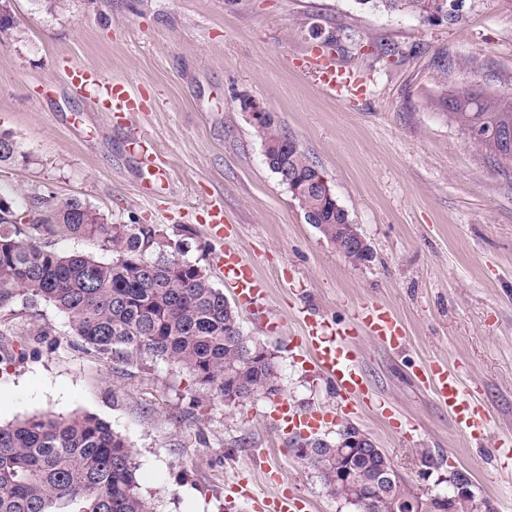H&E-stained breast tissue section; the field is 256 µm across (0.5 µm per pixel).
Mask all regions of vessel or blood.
<instances>
[{
    "instance_id": "b4317fda",
    "label": "vessel or blood",
    "mask_w": 512,
    "mask_h": 512,
    "mask_svg": "<svg viewBox=\"0 0 512 512\" xmlns=\"http://www.w3.org/2000/svg\"><path fill=\"white\" fill-rule=\"evenodd\" d=\"M314 67L323 91L330 96H338L350 80L345 69L336 67L329 61H315ZM68 79L72 87L83 91L97 110L107 113L110 118L120 120L130 113L145 109L144 100L136 92L124 84L112 82L98 70L76 67L70 71ZM218 262L225 282L242 302L255 306L264 299V282L234 247L225 246L218 256ZM361 330L391 347L399 346L403 340L400 324L392 312L382 305L363 308L354 324L338 328L322 319L307 317L303 320L300 342L312 353L316 373L332 381L343 406L346 407L368 399V389L355 364V353L350 346L351 339ZM415 378L425 387L431 388L440 404L447 406L449 415L461 431L474 439L485 434L487 418L474 402L466 399L462 380L457 372L434 367L416 373ZM270 418L282 429L299 432L317 428L320 420L318 413L299 412L285 403L278 405ZM254 505L256 512H306L309 502L303 496L288 490L255 498Z\"/></svg>"
}]
</instances>
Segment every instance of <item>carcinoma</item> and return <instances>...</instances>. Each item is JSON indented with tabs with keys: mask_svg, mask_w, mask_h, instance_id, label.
<instances>
[{
	"mask_svg": "<svg viewBox=\"0 0 512 512\" xmlns=\"http://www.w3.org/2000/svg\"><path fill=\"white\" fill-rule=\"evenodd\" d=\"M437 0H360L373 9L409 12L433 23ZM465 103L446 108L448 121L467 132L482 128L475 148L502 170L512 169V93L481 96L459 87ZM19 146L0 133V163L14 162ZM281 169L304 183L315 165L289 151ZM316 223L336 236L342 218L327 200L307 199ZM21 211L0 199V311L16 298L45 301L63 313L74 335L106 360L174 362L227 404L250 393L278 391L274 356H255L259 342L244 335L235 308L205 271L175 260L180 243L167 242L153 224H106L77 199L52 202L40 224L15 223ZM75 236L99 242L109 260L66 254L51 240ZM299 456L329 495L349 500L336 479L330 448ZM0 512H155L140 491L133 449L106 422L90 415L26 418L0 423Z\"/></svg>",
	"mask_w": 512,
	"mask_h": 512,
	"instance_id": "obj_1",
	"label": "carcinoma"
}]
</instances>
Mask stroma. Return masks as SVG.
I'll return each instance as SVG.
<instances>
[{
  "mask_svg": "<svg viewBox=\"0 0 512 512\" xmlns=\"http://www.w3.org/2000/svg\"><path fill=\"white\" fill-rule=\"evenodd\" d=\"M13 10L16 26L0 35V132L23 156L0 166V199L75 198L108 223L156 225L221 290L223 244L201 214L222 203L233 246L267 286L260 306L236 310L274 356L279 391L224 404L177 364L102 359L54 306L21 301L0 311V423L98 417L130 441L156 512H255L232 484L248 476L256 493H274L265 465L312 512H355L298 456L301 436L273 426L283 400L328 413L318 438L347 426L370 435L421 497L447 494L459 471L490 512H512L499 451L512 437V172L436 106L462 84L512 89V0H464L457 18L433 25L359 0H68L56 15L13 0ZM318 56L354 74L341 97L311 74ZM72 64L142 93L145 111L109 121L70 85ZM245 98L263 102L323 172L371 245L370 264L351 265L305 222L265 163ZM136 133L167 173L149 198L141 187L154 175L128 146ZM372 302L392 311L406 342L355 340L374 403L347 414L295 339L303 317L347 324ZM435 361L489 416L483 440L414 379ZM401 421L415 424L413 438Z\"/></svg>",
  "mask_w": 512,
  "mask_h": 512,
  "instance_id": "obj_1",
  "label": "stroma"
}]
</instances>
